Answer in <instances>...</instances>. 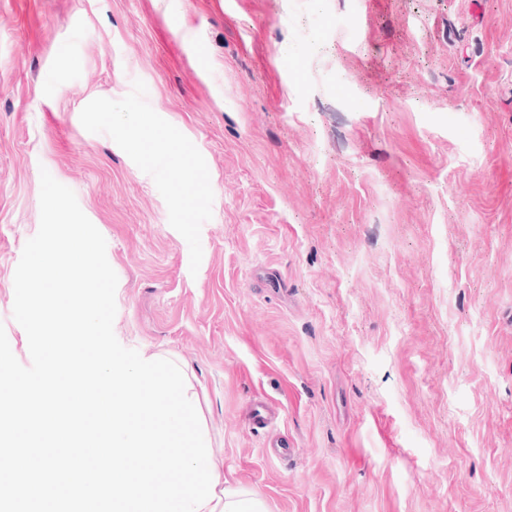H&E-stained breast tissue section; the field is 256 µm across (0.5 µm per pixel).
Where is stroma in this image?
<instances>
[{"instance_id": "obj_1", "label": "stroma", "mask_w": 512, "mask_h": 512, "mask_svg": "<svg viewBox=\"0 0 512 512\" xmlns=\"http://www.w3.org/2000/svg\"><path fill=\"white\" fill-rule=\"evenodd\" d=\"M44 169L266 512H512V0H0L25 366Z\"/></svg>"}]
</instances>
